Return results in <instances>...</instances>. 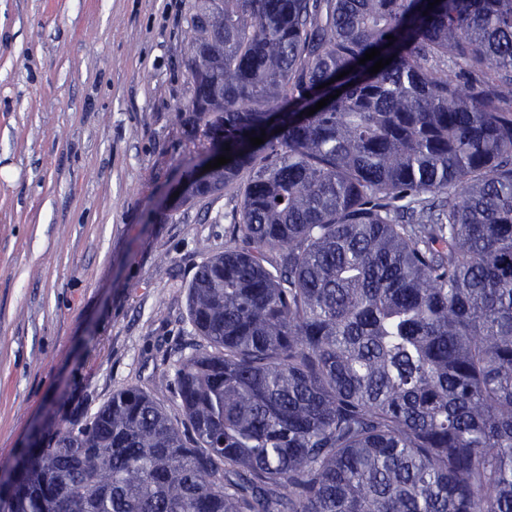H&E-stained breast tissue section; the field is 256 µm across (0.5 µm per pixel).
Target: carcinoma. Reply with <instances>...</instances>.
<instances>
[{
	"instance_id": "1",
	"label": "carcinoma",
	"mask_w": 512,
	"mask_h": 512,
	"mask_svg": "<svg viewBox=\"0 0 512 512\" xmlns=\"http://www.w3.org/2000/svg\"><path fill=\"white\" fill-rule=\"evenodd\" d=\"M429 2L190 0L182 203H240L175 406L48 422L0 512H512V0Z\"/></svg>"
}]
</instances>
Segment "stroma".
<instances>
[{
	"mask_svg": "<svg viewBox=\"0 0 512 512\" xmlns=\"http://www.w3.org/2000/svg\"><path fill=\"white\" fill-rule=\"evenodd\" d=\"M188 0H0V485L52 420L137 386L190 340L187 285L235 193L177 192L207 152Z\"/></svg>",
	"mask_w": 512,
	"mask_h": 512,
	"instance_id": "obj_1",
	"label": "stroma"
}]
</instances>
